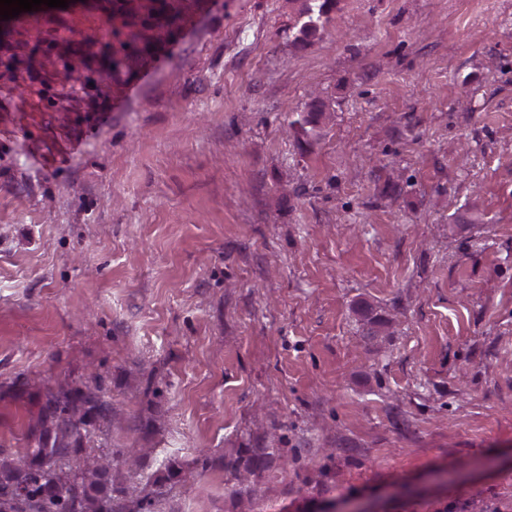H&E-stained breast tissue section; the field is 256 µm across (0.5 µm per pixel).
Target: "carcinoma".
<instances>
[{
    "label": "carcinoma",
    "instance_id": "cac0c4a2",
    "mask_svg": "<svg viewBox=\"0 0 512 512\" xmlns=\"http://www.w3.org/2000/svg\"><path fill=\"white\" fill-rule=\"evenodd\" d=\"M340 0H302L298 10V35L294 43L306 45L325 31L332 21L331 12ZM147 39L145 31L134 25L124 33V59L112 60L114 67L136 61V50ZM332 119L330 103L314 96L305 110L291 122L299 148L307 149L320 135L322 125ZM363 334L378 336L386 331L389 320L374 313L364 303L358 307ZM105 407L92 392L75 389L64 400L47 402L46 419L55 426L49 445L24 451L20 455L0 452V512H152L160 490L146 493L140 489L109 492L108 464L95 457L78 458L72 439L89 433Z\"/></svg>",
    "mask_w": 512,
    "mask_h": 512
}]
</instances>
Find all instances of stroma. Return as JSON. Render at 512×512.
<instances>
[{"label":"stroma","instance_id":"35a3bbf8","mask_svg":"<svg viewBox=\"0 0 512 512\" xmlns=\"http://www.w3.org/2000/svg\"><path fill=\"white\" fill-rule=\"evenodd\" d=\"M143 2L0 27V448L79 388L153 512H512V0H168L113 67ZM298 10V35L294 44L306 45L325 31L332 21L331 12L338 11L340 0H301ZM147 39V35L142 28H138L135 25L128 26L124 33V40L122 42V49L125 51L124 59L116 60L112 59V65L119 67L123 62L127 65L136 61V50L142 41ZM305 106V110L290 124L298 135L301 150H306L321 135L322 125L329 122L334 113L330 103L320 96L312 97ZM357 311L365 336H379L380 333L386 331L389 320L374 313L373 308L369 304H361Z\"/></svg>","mask_w":512,"mask_h":512}]
</instances>
